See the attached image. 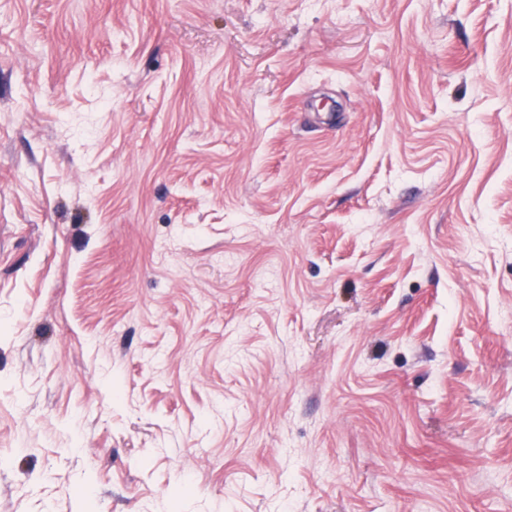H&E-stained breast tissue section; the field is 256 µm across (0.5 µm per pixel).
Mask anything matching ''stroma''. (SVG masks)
I'll return each instance as SVG.
<instances>
[{
    "label": "stroma",
    "mask_w": 512,
    "mask_h": 512,
    "mask_svg": "<svg viewBox=\"0 0 512 512\" xmlns=\"http://www.w3.org/2000/svg\"><path fill=\"white\" fill-rule=\"evenodd\" d=\"M0 512H512V0H0Z\"/></svg>",
    "instance_id": "1"
}]
</instances>
